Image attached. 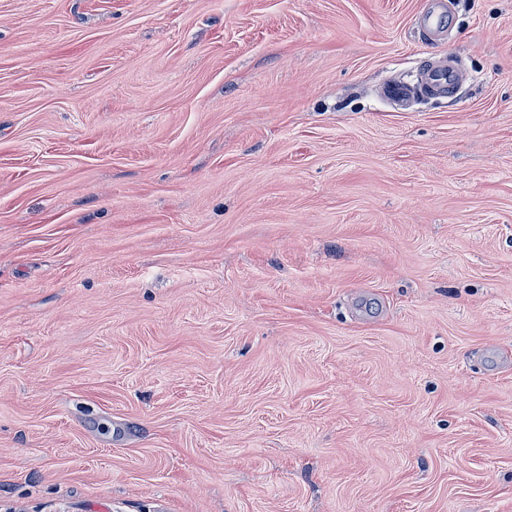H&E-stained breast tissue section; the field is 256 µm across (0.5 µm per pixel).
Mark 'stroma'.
<instances>
[{
  "label": "stroma",
  "mask_w": 512,
  "mask_h": 512,
  "mask_svg": "<svg viewBox=\"0 0 512 512\" xmlns=\"http://www.w3.org/2000/svg\"><path fill=\"white\" fill-rule=\"evenodd\" d=\"M446 2L0 0V512H512V0ZM430 65L421 72L420 84L407 80L388 81L384 85V97L393 103L403 104L417 99L418 95H436L455 98L463 83L459 69L451 64Z\"/></svg>",
  "instance_id": "1"
}]
</instances>
